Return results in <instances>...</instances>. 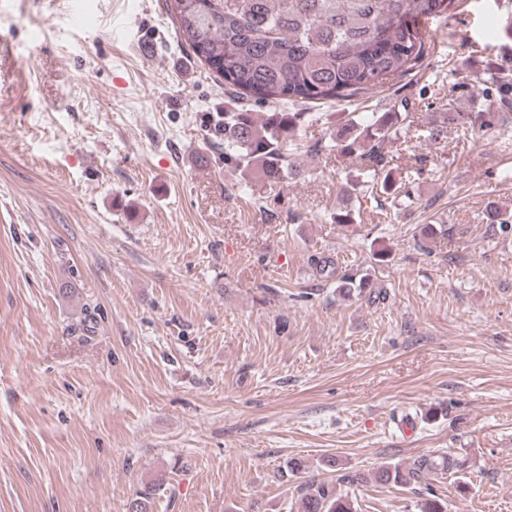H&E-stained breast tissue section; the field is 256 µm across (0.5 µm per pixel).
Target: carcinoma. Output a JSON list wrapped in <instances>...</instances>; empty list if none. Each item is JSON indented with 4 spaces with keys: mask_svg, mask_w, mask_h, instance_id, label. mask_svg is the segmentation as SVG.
I'll return each instance as SVG.
<instances>
[{
    "mask_svg": "<svg viewBox=\"0 0 512 512\" xmlns=\"http://www.w3.org/2000/svg\"><path fill=\"white\" fill-rule=\"evenodd\" d=\"M457 0H168L178 23V38L194 56L224 80L239 97L272 107L328 103L370 94L389 79L412 71L422 59L423 19L445 14ZM506 65L488 62L485 75L496 97L486 112H439L428 139L448 137L451 126L473 133L501 130L512 114V81L501 80ZM319 120L316 112H224V169L247 185L278 187L301 175L299 140ZM407 112H372L349 118L342 128L308 147V152H335L357 157L377 176L382 193L398 186L385 170V148L407 127ZM336 292L371 302L385 299L365 279L339 278ZM456 468L452 454L420 456L409 465L388 464L377 472L382 483L416 484L432 473ZM161 482L136 492L127 512H151ZM299 512H353L351 502L336 496V487L310 482L299 488Z\"/></svg>",
    "mask_w": 512,
    "mask_h": 512,
    "instance_id": "carcinoma-1",
    "label": "carcinoma"
}]
</instances>
